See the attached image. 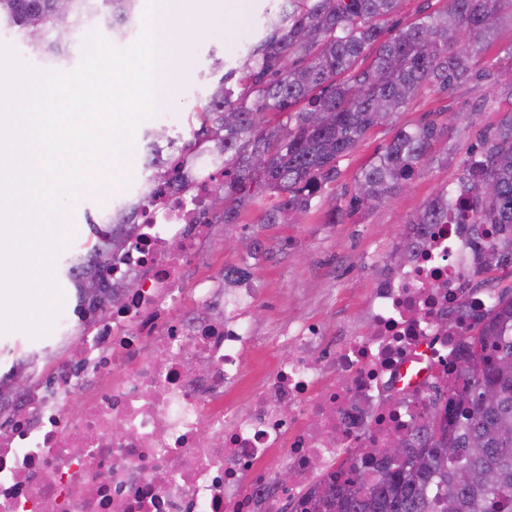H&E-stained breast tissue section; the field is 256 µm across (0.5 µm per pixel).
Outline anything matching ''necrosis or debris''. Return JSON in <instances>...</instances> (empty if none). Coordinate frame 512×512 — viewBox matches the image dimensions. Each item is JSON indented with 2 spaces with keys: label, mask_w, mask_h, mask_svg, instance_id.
<instances>
[{
  "label": "necrosis or debris",
  "mask_w": 512,
  "mask_h": 512,
  "mask_svg": "<svg viewBox=\"0 0 512 512\" xmlns=\"http://www.w3.org/2000/svg\"><path fill=\"white\" fill-rule=\"evenodd\" d=\"M220 171L196 155L188 189L152 184L129 213L132 247L112 262L111 308H62L59 338L85 342L26 392L0 433V512H280L319 484L372 471L368 449L409 435L429 384L458 371L446 328L490 309L493 296L464 289L475 253L461 225L436 224L413 258L386 268L366 334L299 326L248 408L227 400L252 339L210 313L254 291L209 280L188 288L183 278ZM67 397L79 410L65 408ZM280 468L295 472L293 484L277 481Z\"/></svg>",
  "instance_id": "necrosis-or-debris-1"
}]
</instances>
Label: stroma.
Returning a JSON list of instances; mask_svg holds the SVG:
<instances>
[{"label":"stroma","instance_id":"stroma-1","mask_svg":"<svg viewBox=\"0 0 512 512\" xmlns=\"http://www.w3.org/2000/svg\"><path fill=\"white\" fill-rule=\"evenodd\" d=\"M274 7V0H223L219 9L201 10L195 0H188L169 50L187 52L190 66L172 90L169 105L137 126L131 167H141L145 137L159 129L174 143L170 156H177L189 138L194 112L219 80L211 69L214 58H224L227 68L238 67L249 43L262 32L265 12ZM511 47L512 19L505 17L498 20L491 40L474 62V79L449 92L424 93L396 113L390 124L369 132L340 159L339 177L322 186L304 222L262 224L252 211L239 223L226 224L220 209H211V230L186 269V285L219 278L225 266L240 263V252L228 247L231 240L254 235L271 251L269 257L249 262L255 300L248 308V322L256 341L246 354L245 376L230 400L245 405L258 395L273 361L289 352L281 340L289 324H315L329 336L346 326L357 332L363 329L369 297L406 221L438 188L455 187L469 152L479 146L480 135H491L512 114V89L496 82L498 68L512 67L507 53ZM439 114L450 120L448 133L435 145L424 170L389 200L346 213L339 223H332L331 208L345 204L360 171L390 141L395 129ZM140 189V184L121 180L107 195L92 192L71 203L70 251L84 248L88 224L100 211L137 199Z\"/></svg>","mask_w":512,"mask_h":512}]
</instances>
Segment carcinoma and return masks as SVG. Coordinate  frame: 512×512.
Returning <instances> with one entry per match:
<instances>
[{"label":"carcinoma","instance_id":"cac0c4a2","mask_svg":"<svg viewBox=\"0 0 512 512\" xmlns=\"http://www.w3.org/2000/svg\"><path fill=\"white\" fill-rule=\"evenodd\" d=\"M139 0H0V21L14 27L33 54L58 57L84 21L96 15L123 34ZM403 0H277L263 35L248 45L196 113L190 146L224 156V191L214 196L226 224L261 205L262 224H295L312 209L337 163L366 134L389 124L422 92H445L472 78L494 22L512 14V0H448L437 12L388 34ZM448 124L426 119L402 127L365 167L348 208L373 206L422 169ZM182 162L152 171V182H176ZM492 186V192L485 191ZM456 219L466 245H482L477 275L512 277V115L465 162L455 195L439 189L408 220L421 229ZM95 242L67 261L64 276L78 295L96 279L112 292L111 262L131 245L134 225L124 209L105 229L90 225ZM395 247L390 262L418 248ZM244 266L224 268V287L248 283ZM496 308L456 333L464 353L455 377L430 385L424 422L414 440L399 443L416 459L410 468L378 452L375 471L341 485L321 484L312 512H512V287Z\"/></svg>","mask_w":512,"mask_h":512}]
</instances>
